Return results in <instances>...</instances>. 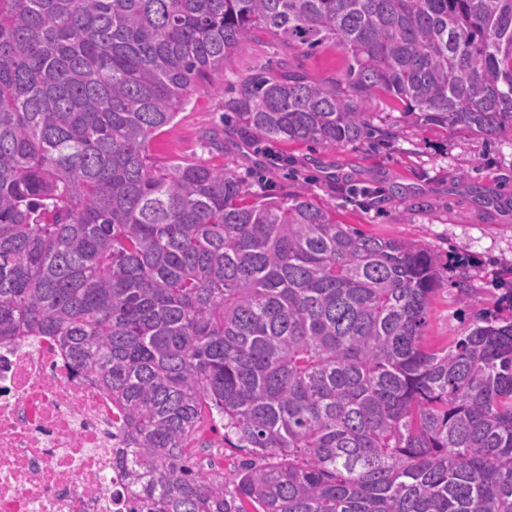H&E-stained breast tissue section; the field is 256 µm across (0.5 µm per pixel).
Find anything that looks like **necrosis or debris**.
I'll return each instance as SVG.
<instances>
[{
    "instance_id": "4bbe7bcc",
    "label": "necrosis or debris",
    "mask_w": 512,
    "mask_h": 512,
    "mask_svg": "<svg viewBox=\"0 0 512 512\" xmlns=\"http://www.w3.org/2000/svg\"><path fill=\"white\" fill-rule=\"evenodd\" d=\"M110 397L58 344L0 342V512H144Z\"/></svg>"
}]
</instances>
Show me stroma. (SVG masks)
I'll return each mask as SVG.
<instances>
[{
    "label": "stroma",
    "instance_id": "obj_1",
    "mask_svg": "<svg viewBox=\"0 0 512 512\" xmlns=\"http://www.w3.org/2000/svg\"><path fill=\"white\" fill-rule=\"evenodd\" d=\"M290 61L315 82L342 76L344 52L334 41L315 52L279 43L268 32L245 40L224 66L218 86L201 85L177 116L174 131L158 136L152 152L159 162L203 163L233 172L249 193H283L307 183L315 201L341 223L379 237L416 241L448 264L429 310L426 340L448 344L473 319L476 309H493L512 286V135L486 140L462 131L396 129L340 148L301 143L278 145L291 169L270 168L246 141L225 134L212 144L208 132H223L224 98L255 74L271 73ZM483 190L472 193V186ZM462 265L478 290V303L463 306L454 283ZM205 448L194 457L223 461L232 472L243 450L225 444L221 427L203 426Z\"/></svg>",
    "mask_w": 512,
    "mask_h": 512
}]
</instances>
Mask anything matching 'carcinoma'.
Segmentation results:
<instances>
[{"label":"carcinoma","instance_id":"cac0c4a2","mask_svg":"<svg viewBox=\"0 0 512 512\" xmlns=\"http://www.w3.org/2000/svg\"><path fill=\"white\" fill-rule=\"evenodd\" d=\"M256 29L348 67L241 82L248 142L368 140L381 94L407 125L512 133V0H0V340L95 378L151 512H512V288L428 349L429 250L150 156ZM206 414L248 450L228 482L190 461Z\"/></svg>","mask_w":512,"mask_h":512}]
</instances>
